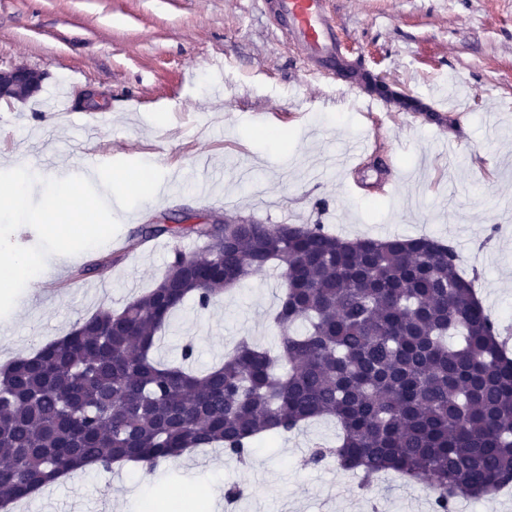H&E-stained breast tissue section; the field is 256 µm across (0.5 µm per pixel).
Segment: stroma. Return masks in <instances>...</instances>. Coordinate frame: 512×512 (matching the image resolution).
I'll return each mask as SVG.
<instances>
[{
	"label": "stroma",
	"mask_w": 512,
	"mask_h": 512,
	"mask_svg": "<svg viewBox=\"0 0 512 512\" xmlns=\"http://www.w3.org/2000/svg\"><path fill=\"white\" fill-rule=\"evenodd\" d=\"M349 60L423 103L418 123L367 103L300 67L295 46L257 0H0V68L44 74L41 90L0 100V170L46 178L80 175L99 150L105 192L113 174L131 190L112 197L121 248L73 256L26 286L0 318V359L11 361L65 335L102 308L120 309L153 288L174 248L192 239L137 244L165 218L248 217L264 224H321L344 238L422 235L453 243L493 319L512 314V0H330ZM109 92L100 112L57 106L87 87ZM100 137L88 141L90 127ZM376 142L351 195L333 159L348 142ZM392 181L379 193V179ZM106 266L80 277L97 258ZM283 291L273 272L234 287L208 310L187 301L157 355L194 340L195 369L221 361L241 339L276 350ZM320 419L259 442L247 463L197 448L141 479L111 470L77 476L17 512H147L181 491L240 485L228 512H432L430 490L382 475L367 489L336 465H307L310 448L334 443Z\"/></svg>",
	"instance_id": "obj_1"
}]
</instances>
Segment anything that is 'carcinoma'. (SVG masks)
<instances>
[{"mask_svg": "<svg viewBox=\"0 0 512 512\" xmlns=\"http://www.w3.org/2000/svg\"><path fill=\"white\" fill-rule=\"evenodd\" d=\"M148 224L144 239L192 237L162 278L122 310H101L0 369V512L81 464L152 471L212 444L242 461L253 442L319 417L341 429L334 458L362 484L394 472L454 512L512 482V358L460 272L430 237L347 239L321 224ZM282 270L277 352L241 340L224 361L188 370L155 358L174 310H207L231 287Z\"/></svg>", "mask_w": 512, "mask_h": 512, "instance_id": "obj_1", "label": "carcinoma"}]
</instances>
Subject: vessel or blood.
I'll list each match as a JSON object with an SVG mask.
<instances>
[{
  "label": "vessel or blood",
  "mask_w": 512,
  "mask_h": 512,
  "mask_svg": "<svg viewBox=\"0 0 512 512\" xmlns=\"http://www.w3.org/2000/svg\"><path fill=\"white\" fill-rule=\"evenodd\" d=\"M278 26L301 49L304 72H318L335 79L347 95L363 99L360 67L347 60L341 35L328 0H260Z\"/></svg>",
  "instance_id": "obj_1"
}]
</instances>
